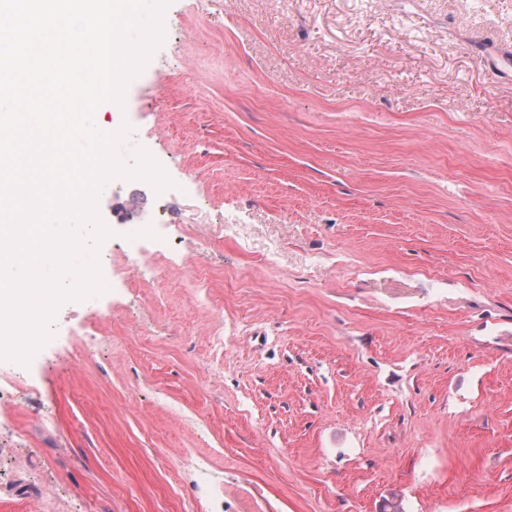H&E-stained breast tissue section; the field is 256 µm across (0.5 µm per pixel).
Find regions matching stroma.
<instances>
[{"label":"stroma","instance_id":"1","mask_svg":"<svg viewBox=\"0 0 512 512\" xmlns=\"http://www.w3.org/2000/svg\"><path fill=\"white\" fill-rule=\"evenodd\" d=\"M163 22L95 123L176 225L102 189L106 291L0 363V512H512V0Z\"/></svg>","mask_w":512,"mask_h":512}]
</instances>
